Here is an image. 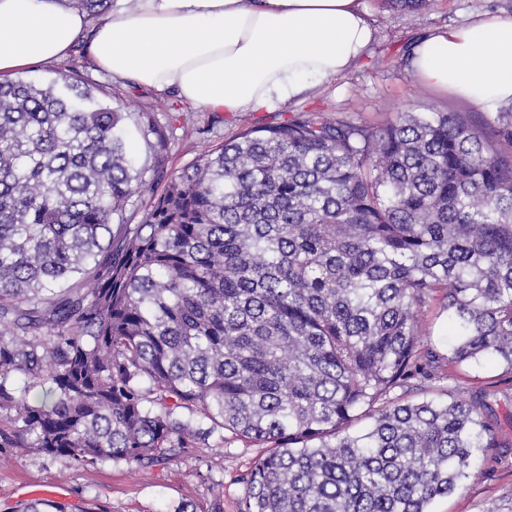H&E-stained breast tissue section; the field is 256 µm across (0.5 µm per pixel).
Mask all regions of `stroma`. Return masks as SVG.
<instances>
[{"instance_id": "obj_1", "label": "stroma", "mask_w": 512, "mask_h": 512, "mask_svg": "<svg viewBox=\"0 0 512 512\" xmlns=\"http://www.w3.org/2000/svg\"><path fill=\"white\" fill-rule=\"evenodd\" d=\"M373 28L365 54L336 79L312 83L304 96L258 112H211L193 109L176 93L159 94L134 82H116L94 70L85 48L51 65L22 70L27 80H49L78 74L106 86L112 102L121 104L129 123H136L145 104L166 141L134 136L139 162L146 167L151 191L136 193L126 207L128 223H142L151 193L161 192L172 175L195 163L202 153L221 146L242 130L273 124L297 115L340 119L355 125L383 127L400 113L457 112L475 127L512 118V105L482 108L423 86L410 68L411 51L430 31L472 21L484 13L512 16V0H431L421 10L403 11L387 0H361ZM430 347L440 368L448 366V315L442 301H432L422 317ZM462 397L487 400L498 421L499 446L478 458L476 476L453 494L436 499L432 512H483L489 505L512 507V420L506 399L512 395V371L493 362L452 369ZM264 450L233 441L224 448H187L162 463L142 468L105 462L77 468L30 448L0 454V512H22L30 498L63 490L66 512H173L182 502L196 512H211L221 500L224 512H239L246 477Z\"/></svg>"}]
</instances>
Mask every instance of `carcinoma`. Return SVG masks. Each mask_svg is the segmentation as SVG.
I'll return each mask as SVG.
<instances>
[{
    "instance_id": "1",
    "label": "carcinoma",
    "mask_w": 512,
    "mask_h": 512,
    "mask_svg": "<svg viewBox=\"0 0 512 512\" xmlns=\"http://www.w3.org/2000/svg\"><path fill=\"white\" fill-rule=\"evenodd\" d=\"M101 93L0 81V453L262 444L239 512H431L474 477L497 428L426 385L420 315L442 298L449 364L512 370V123L253 127L128 224L146 170ZM138 131L163 134L152 112Z\"/></svg>"
}]
</instances>
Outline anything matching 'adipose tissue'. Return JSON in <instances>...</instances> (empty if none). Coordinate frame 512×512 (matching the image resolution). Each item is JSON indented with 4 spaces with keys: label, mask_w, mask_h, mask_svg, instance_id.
Segmentation results:
<instances>
[{
    "label": "adipose tissue",
    "mask_w": 512,
    "mask_h": 512,
    "mask_svg": "<svg viewBox=\"0 0 512 512\" xmlns=\"http://www.w3.org/2000/svg\"><path fill=\"white\" fill-rule=\"evenodd\" d=\"M89 37L96 70L215 112H255L344 73L372 29L360 0H112L90 22L60 0H0V75L53 64ZM416 80L483 107L512 103V17L420 40Z\"/></svg>",
    "instance_id": "1"
}]
</instances>
